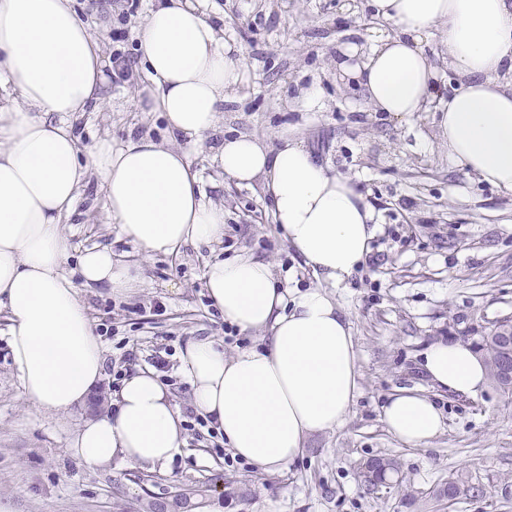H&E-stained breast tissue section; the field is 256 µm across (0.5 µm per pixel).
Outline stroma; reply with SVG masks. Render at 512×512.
I'll list each match as a JSON object with an SVG mask.
<instances>
[{"mask_svg": "<svg viewBox=\"0 0 512 512\" xmlns=\"http://www.w3.org/2000/svg\"><path fill=\"white\" fill-rule=\"evenodd\" d=\"M88 13L106 53L138 58L136 32L152 0H72ZM207 9L249 59L252 78L225 104V136L249 134L277 144L304 142L322 164L347 176L374 207L378 230L365 265L332 294L356 338L360 371L356 404L340 429L314 436L303 454L272 474L225 454L221 436L196 425L190 389L177 355L192 338L210 337L225 354L254 337L227 338L224 316L203 288L209 246L158 254L142 264L140 289L118 302L93 288L86 299L108 359L100 393L118 377L152 366L154 357L185 416L186 446L170 470L148 472L113 462L103 468L74 457L69 446L92 409L48 415L26 406L12 367L7 321L0 312V499L12 512H512V395L494 383L470 397L435 394L446 425L426 446L412 448L382 420L389 395L422 387L420 363L434 341L481 342L497 321L512 317V193L480 182L453 165L435 115L400 121L369 107L345 87L329 60L356 33L385 29L365 0H208ZM107 108L78 116L82 146L130 131L167 137L159 113L133 106L134 79L106 73ZM321 93L310 104L303 90ZM207 197L224 206L220 255L241 252L273 263L283 287L316 285L310 269L274 223L260 187L224 182L207 149L188 150ZM70 249L62 270L79 280V257L99 245L133 252L108 216L97 186H88L65 226ZM386 455L398 463L400 485L367 490L362 464ZM455 482V502L440 498Z\"/></svg>", "mask_w": 512, "mask_h": 512, "instance_id": "1", "label": "stroma"}]
</instances>
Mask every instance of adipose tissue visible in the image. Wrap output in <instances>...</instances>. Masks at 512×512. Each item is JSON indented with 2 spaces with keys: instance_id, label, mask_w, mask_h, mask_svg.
Returning a JSON list of instances; mask_svg holds the SVG:
<instances>
[{
  "instance_id": "adipose-tissue-1",
  "label": "adipose tissue",
  "mask_w": 512,
  "mask_h": 512,
  "mask_svg": "<svg viewBox=\"0 0 512 512\" xmlns=\"http://www.w3.org/2000/svg\"><path fill=\"white\" fill-rule=\"evenodd\" d=\"M390 23L368 43L338 47V77L358 86L377 112L397 117L436 110L449 161L512 193V0H368ZM442 34L445 66L424 44ZM149 82L135 106L161 113L171 137L208 145L218 172L239 186L260 184L275 223L319 286L289 292L273 264L249 254L209 261L203 278L213 305L261 344L225 355L209 337L187 342L178 375L195 411L223 433L234 456L281 472L309 437L345 425L359 390L356 342L328 286L367 260L376 233L373 207L345 176L330 172L299 141L273 147L253 136L218 137L224 104L251 78L240 46L204 0H157L138 31ZM110 60L71 0H0V310L27 405L54 413L85 405L106 373L82 287L117 299L132 295L139 263L110 247L85 249L81 281L61 270L65 218L89 177L142 260L180 254L187 245L224 239V207L205 198L187 149L148 135L83 150L71 118L106 103ZM424 377L439 390L472 395L487 380L480 352L438 341L423 353ZM383 421L403 444L426 445L444 428L426 395L402 388ZM184 417L154 369L140 368L114 392L109 408L85 421L70 450L88 465L169 467L185 443Z\"/></svg>"
}]
</instances>
